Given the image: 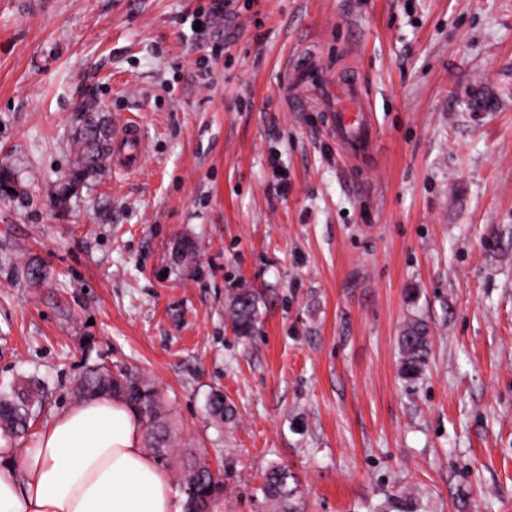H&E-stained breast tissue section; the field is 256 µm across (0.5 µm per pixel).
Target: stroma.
I'll return each instance as SVG.
<instances>
[{"label":"stroma","mask_w":512,"mask_h":512,"mask_svg":"<svg viewBox=\"0 0 512 512\" xmlns=\"http://www.w3.org/2000/svg\"><path fill=\"white\" fill-rule=\"evenodd\" d=\"M207 6L0 0V387L41 378L45 420L89 367L139 374L219 467L215 512H272L279 465L304 512H512V0H237L192 35ZM296 53L365 86L364 169L287 111ZM86 99L139 119L141 174L69 185ZM260 297L249 288H240L230 302L231 325L235 335L251 337L261 322ZM398 348L401 375L410 380L417 378L431 350L427 325L418 319L407 322L400 331ZM262 491L265 498L276 506L274 511H303L297 508L295 502L299 494V483L286 466L273 467L265 474Z\"/></svg>","instance_id":"1"}]
</instances>
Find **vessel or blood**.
Here are the masks:
<instances>
[{"instance_id": "b4317fda", "label": "vessel or blood", "mask_w": 512, "mask_h": 512, "mask_svg": "<svg viewBox=\"0 0 512 512\" xmlns=\"http://www.w3.org/2000/svg\"><path fill=\"white\" fill-rule=\"evenodd\" d=\"M293 93L289 107L298 112L308 111L310 101L300 95L303 87L317 89L323 111L327 114L328 134L346 158L359 161L370 151L374 128L363 108L364 92L352 74H332L317 58L304 57L292 69ZM147 159L145 135L139 120L129 118L113 130L112 168L121 173L140 170Z\"/></svg>"}]
</instances>
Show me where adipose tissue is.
<instances>
[{
    "label": "adipose tissue",
    "instance_id": "obj_1",
    "mask_svg": "<svg viewBox=\"0 0 512 512\" xmlns=\"http://www.w3.org/2000/svg\"><path fill=\"white\" fill-rule=\"evenodd\" d=\"M181 503L119 398L55 414L22 455L0 448V512H182Z\"/></svg>",
    "mask_w": 512,
    "mask_h": 512
}]
</instances>
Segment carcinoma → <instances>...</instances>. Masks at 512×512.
Segmentation results:
<instances>
[{
    "label": "carcinoma",
    "instance_id": "1",
    "mask_svg": "<svg viewBox=\"0 0 512 512\" xmlns=\"http://www.w3.org/2000/svg\"><path fill=\"white\" fill-rule=\"evenodd\" d=\"M78 137L81 156L71 174L74 185L100 171L110 155L109 131L94 113H82ZM260 303V297L251 289H237L230 302L235 335L245 338L257 332L261 322ZM398 348L401 375L410 380L417 378L431 350L427 325L418 319L407 322L400 331ZM75 393L80 399L100 394L119 396L135 410L143 424L146 447L161 461L169 463L171 458H176L184 495L182 512H208L223 495L224 480L205 468L195 453L187 451L173 456L174 439L169 418L158 390L149 381L127 370L114 373L102 366L86 371ZM42 405L41 386L35 378L18 389H1L0 437L15 441L28 436L31 421ZM262 491L265 498L275 505V512H301L296 505L299 483L288 467L271 468L265 474Z\"/></svg>",
    "mask_w": 512,
    "mask_h": 512
}]
</instances>
